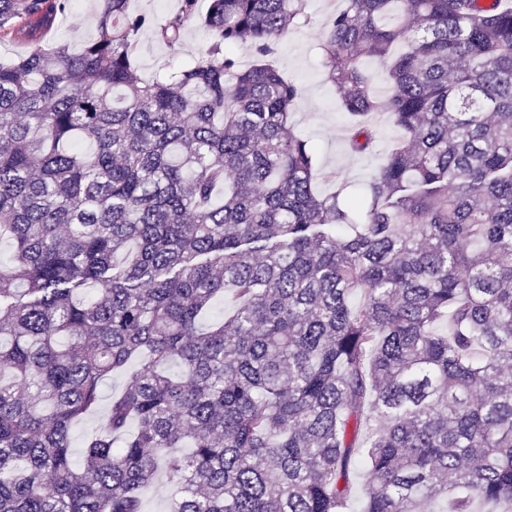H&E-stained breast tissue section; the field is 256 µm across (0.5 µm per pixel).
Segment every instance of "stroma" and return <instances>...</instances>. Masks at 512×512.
I'll list each match as a JSON object with an SVG mask.
<instances>
[{
  "label": "stroma",
  "instance_id": "1",
  "mask_svg": "<svg viewBox=\"0 0 512 512\" xmlns=\"http://www.w3.org/2000/svg\"><path fill=\"white\" fill-rule=\"evenodd\" d=\"M345 0H304V15L277 45L274 63L299 89L291 120L299 133L317 147L319 187L332 192L345 184L359 190L382 164L386 153L400 138V130L386 114L373 122L378 148L370 155L352 154L345 141L347 116L341 95L327 79L321 66V42L326 21L343 9ZM95 0H71L52 38L77 49L94 33ZM213 42L211 33L199 21L188 23L186 39L175 47L157 42L150 32L140 36L137 63L144 77H151L169 64H178L206 53Z\"/></svg>",
  "mask_w": 512,
  "mask_h": 512
}]
</instances>
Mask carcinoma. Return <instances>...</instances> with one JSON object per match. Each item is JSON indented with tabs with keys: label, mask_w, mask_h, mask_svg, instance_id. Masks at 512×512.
<instances>
[{
	"label": "carcinoma",
	"mask_w": 512,
	"mask_h": 512,
	"mask_svg": "<svg viewBox=\"0 0 512 512\" xmlns=\"http://www.w3.org/2000/svg\"><path fill=\"white\" fill-rule=\"evenodd\" d=\"M70 2L0 0V40L32 46L0 62V512H145L161 472L168 512H512V0L327 20L349 149L376 112L402 131L348 202L272 61L302 0L162 23L101 0L96 38L44 48ZM192 19L208 53L143 79L141 33L173 47ZM101 413L84 418L77 423L72 432V449L76 463H81L83 459V447L86 437L96 429L100 422Z\"/></svg>",
	"instance_id": "cac0c4a2"
}]
</instances>
